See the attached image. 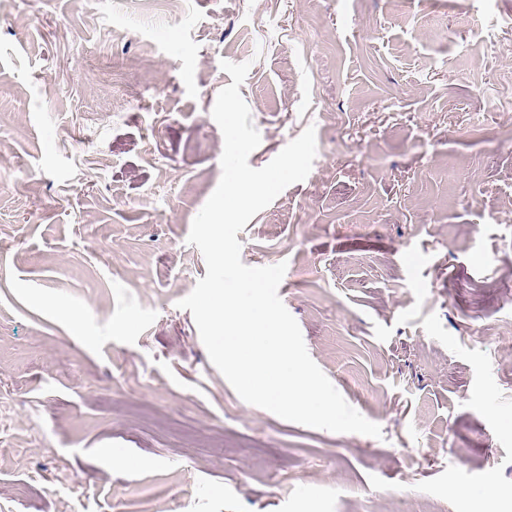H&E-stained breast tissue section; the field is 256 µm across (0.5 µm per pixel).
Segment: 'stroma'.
<instances>
[{"instance_id": "obj_1", "label": "stroma", "mask_w": 512, "mask_h": 512, "mask_svg": "<svg viewBox=\"0 0 512 512\" xmlns=\"http://www.w3.org/2000/svg\"><path fill=\"white\" fill-rule=\"evenodd\" d=\"M224 60L251 167L317 141L242 262L381 438L246 403L177 306ZM0 175V512H512V0H0Z\"/></svg>"}]
</instances>
